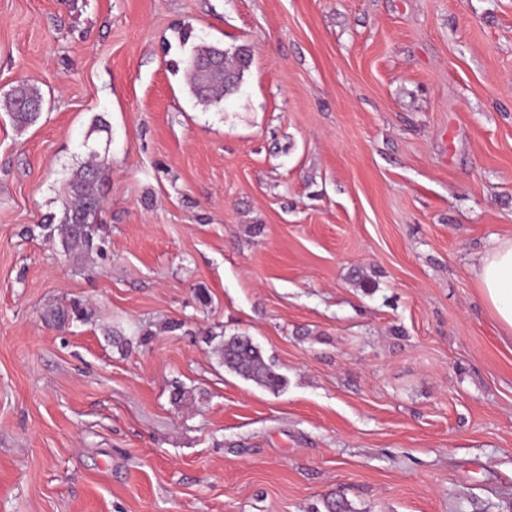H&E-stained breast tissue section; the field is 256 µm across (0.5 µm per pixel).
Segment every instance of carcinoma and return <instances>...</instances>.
Listing matches in <instances>:
<instances>
[{"instance_id": "cac0c4a2", "label": "carcinoma", "mask_w": 512, "mask_h": 512, "mask_svg": "<svg viewBox=\"0 0 512 512\" xmlns=\"http://www.w3.org/2000/svg\"><path fill=\"white\" fill-rule=\"evenodd\" d=\"M191 54L224 55V79L213 77L203 80L191 67L183 69L189 91L205 105L219 103L238 92L252 63V50L246 44L223 49L218 45L201 43L193 47ZM43 103L41 92L23 82L7 95L4 109L17 127L25 128L36 122ZM107 170V162L97 152H89L87 160L68 184L69 204L61 223L42 225L47 230V236L58 240L63 252L68 255L78 258L103 251V225L94 223V220L103 201L101 185ZM91 319L92 311L79 301L46 310V320L58 327L74 322L87 323ZM208 342L214 343L213 353L219 363L237 375L272 391L283 386V378L272 364L266 362L260 348L253 342H244L242 334L236 333L219 341L212 336Z\"/></svg>"}]
</instances>
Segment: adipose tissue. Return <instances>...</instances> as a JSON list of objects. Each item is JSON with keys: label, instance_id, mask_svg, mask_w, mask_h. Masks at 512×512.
Listing matches in <instances>:
<instances>
[{"label": "adipose tissue", "instance_id": "ef3b65f1", "mask_svg": "<svg viewBox=\"0 0 512 512\" xmlns=\"http://www.w3.org/2000/svg\"><path fill=\"white\" fill-rule=\"evenodd\" d=\"M479 290L502 335H512V237L494 241L474 259Z\"/></svg>", "mask_w": 512, "mask_h": 512}]
</instances>
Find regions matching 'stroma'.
Returning <instances> with one entry per match:
<instances>
[{
  "label": "stroma",
  "instance_id": "1",
  "mask_svg": "<svg viewBox=\"0 0 512 512\" xmlns=\"http://www.w3.org/2000/svg\"><path fill=\"white\" fill-rule=\"evenodd\" d=\"M202 42L253 49L216 105L176 69ZM22 82L0 512H512V339L473 269L512 236V0H0V101ZM92 150L107 251L75 259L35 227ZM73 300L93 322H45ZM236 333L282 390L218 363ZM44 103L41 92L27 83L15 86L7 95L4 109L9 112L12 121L19 128H25L36 122Z\"/></svg>",
  "mask_w": 512,
  "mask_h": 512
}]
</instances>
